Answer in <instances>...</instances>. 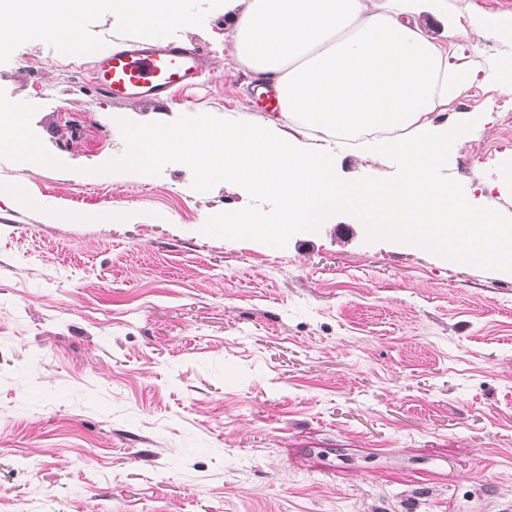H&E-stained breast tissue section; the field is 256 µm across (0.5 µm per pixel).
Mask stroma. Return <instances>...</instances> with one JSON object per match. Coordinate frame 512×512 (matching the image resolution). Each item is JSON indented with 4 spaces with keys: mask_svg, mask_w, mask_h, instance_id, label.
<instances>
[{
    "mask_svg": "<svg viewBox=\"0 0 512 512\" xmlns=\"http://www.w3.org/2000/svg\"><path fill=\"white\" fill-rule=\"evenodd\" d=\"M187 6L178 37L212 68L171 105L109 102L49 40L0 50V102L44 158L0 150V512H512V270L347 210L228 235L225 215L275 223L279 200L202 187L176 155L124 165L145 120L274 117L225 37L233 14ZM75 25L133 35L104 6ZM484 110L438 177L512 223V186L485 183L512 162V99L475 89L430 118ZM401 173L336 154L344 182Z\"/></svg>",
    "mask_w": 512,
    "mask_h": 512,
    "instance_id": "stroma-1",
    "label": "stroma"
}]
</instances>
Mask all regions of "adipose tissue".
<instances>
[{
  "mask_svg": "<svg viewBox=\"0 0 512 512\" xmlns=\"http://www.w3.org/2000/svg\"><path fill=\"white\" fill-rule=\"evenodd\" d=\"M103 0H34L22 34L72 38V19ZM128 25L170 32L189 16L184 0H104ZM448 16V0H249L230 30L238 63L274 79L281 112L297 124L335 133L341 146L368 157L397 156L399 182L346 184L336 153L312 150L274 123L212 131L199 125L145 124L127 164L149 167L179 155L202 184L221 180L278 198L279 223L239 211L225 216L229 235L267 237L291 224H317L354 211L380 237L399 236L512 269V225L494 209L476 210L437 176L448 145L470 137L486 118L475 112L454 129L431 112L477 86L512 96V54L474 67L456 43L431 37L425 18Z\"/></svg>",
  "mask_w": 512,
  "mask_h": 512,
  "instance_id": "ef3b65f1",
  "label": "adipose tissue"
}]
</instances>
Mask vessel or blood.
<instances>
[{
	"mask_svg": "<svg viewBox=\"0 0 512 512\" xmlns=\"http://www.w3.org/2000/svg\"><path fill=\"white\" fill-rule=\"evenodd\" d=\"M208 67L199 48L157 36L102 46L89 73L91 84L111 101L156 104L198 85Z\"/></svg>",
	"mask_w": 512,
	"mask_h": 512,
	"instance_id": "vessel-or-blood-1",
	"label": "vessel or blood"
}]
</instances>
